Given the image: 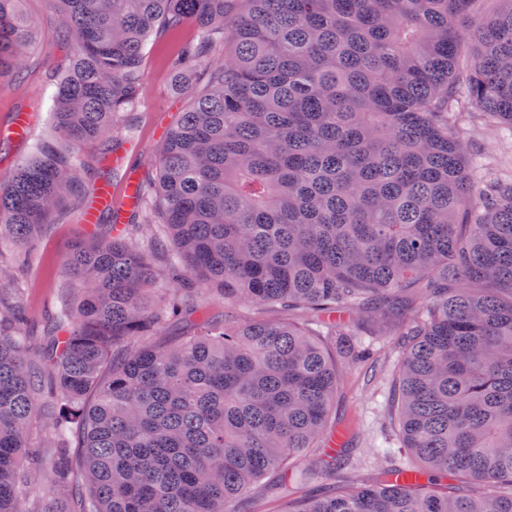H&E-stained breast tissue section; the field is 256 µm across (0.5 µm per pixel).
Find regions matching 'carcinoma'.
<instances>
[{"mask_svg": "<svg viewBox=\"0 0 512 512\" xmlns=\"http://www.w3.org/2000/svg\"><path fill=\"white\" fill-rule=\"evenodd\" d=\"M0 0V80L37 31ZM49 0L66 66L51 133L0 183L19 262L82 191V144L113 151L143 92L151 36L199 87L156 177L63 262L76 291L37 346L0 264V512H238L309 448L334 469L348 337L394 327L388 411L413 467L288 512H512V176L461 130L512 131V0ZM164 238V267L155 242ZM303 309L316 325L225 322L205 295ZM81 449L75 462L70 449ZM431 472L482 483L438 491ZM43 481L54 488L40 496Z\"/></svg>", "mask_w": 512, "mask_h": 512, "instance_id": "carcinoma-1", "label": "carcinoma"}]
</instances>
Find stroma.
Here are the masks:
<instances>
[{
    "label": "stroma",
    "mask_w": 512,
    "mask_h": 512,
    "mask_svg": "<svg viewBox=\"0 0 512 512\" xmlns=\"http://www.w3.org/2000/svg\"><path fill=\"white\" fill-rule=\"evenodd\" d=\"M24 10L36 22L38 38L28 51L21 78L0 81V127L9 123L13 112L23 109L31 112L32 134L37 137L45 135L50 126L54 79L65 60L56 46L57 17L47 0H25ZM196 35V28L188 24L146 45L142 57L145 90L133 112L135 128L130 131L121 127L113 134L120 144L117 159L107 162V171L113 178H120L133 167L144 174L152 172L160 138L178 120L187 101L171 61ZM463 130L484 147V164L490 173L512 174L511 137L488 125L478 113L466 117ZM80 203V198L74 197L62 205L53 223L45 225L29 265L19 273L25 288L21 305L34 319H41L68 285L63 276V260L83 233L78 222ZM372 342L381 359L375 378L353 371L336 400V418L353 414L359 420L348 461L303 484L286 474L265 479L246 496L241 512H284L293 499L326 497L347 485H367L376 469L385 463L404 464L405 457L387 419L398 351L389 337L376 336Z\"/></svg>",
    "instance_id": "35a3bbf8"
}]
</instances>
